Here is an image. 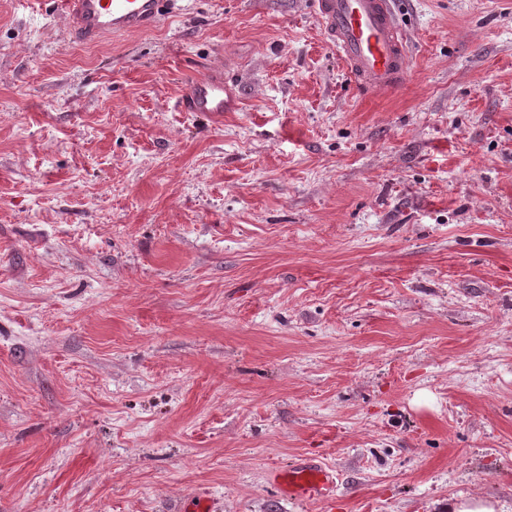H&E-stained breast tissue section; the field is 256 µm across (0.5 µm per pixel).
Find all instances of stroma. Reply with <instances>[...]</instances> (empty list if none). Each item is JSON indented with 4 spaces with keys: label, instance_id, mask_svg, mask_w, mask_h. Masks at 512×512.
I'll list each match as a JSON object with an SVG mask.
<instances>
[{
    "label": "stroma",
    "instance_id": "obj_1",
    "mask_svg": "<svg viewBox=\"0 0 512 512\" xmlns=\"http://www.w3.org/2000/svg\"><path fill=\"white\" fill-rule=\"evenodd\" d=\"M312 3L0 0V512H512V0H394L388 94ZM69 38L95 43L103 37L144 32L162 15L166 0H59ZM180 106L184 112H228L235 106L231 90L224 84V72L209 70L193 78L183 91ZM269 481L278 493L291 500L328 501L336 489V474L311 458L271 470ZM445 512H508L504 505L493 499H465L452 496L448 498Z\"/></svg>",
    "mask_w": 512,
    "mask_h": 512
}]
</instances>
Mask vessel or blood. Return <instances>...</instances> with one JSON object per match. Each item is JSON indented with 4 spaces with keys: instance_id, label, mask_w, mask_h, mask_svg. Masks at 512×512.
I'll list each match as a JSON object with an SVG mask.
<instances>
[{
    "instance_id": "vessel-or-blood-1",
    "label": "vessel or blood",
    "mask_w": 512,
    "mask_h": 512,
    "mask_svg": "<svg viewBox=\"0 0 512 512\" xmlns=\"http://www.w3.org/2000/svg\"><path fill=\"white\" fill-rule=\"evenodd\" d=\"M71 40L94 43L106 36L152 29L167 0H59ZM315 17L354 82L371 93H389L405 81L410 58L395 19L392 0H313ZM186 112H226L235 98L222 71L193 78L180 98ZM278 493L293 500L327 501L336 476L310 458L270 471Z\"/></svg>"
}]
</instances>
